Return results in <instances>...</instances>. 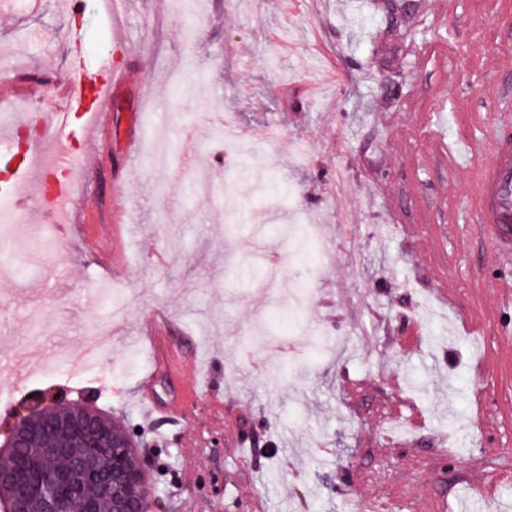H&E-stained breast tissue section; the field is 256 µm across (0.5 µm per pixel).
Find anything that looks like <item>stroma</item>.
Segmentation results:
<instances>
[{"label": "stroma", "instance_id": "stroma-1", "mask_svg": "<svg viewBox=\"0 0 512 512\" xmlns=\"http://www.w3.org/2000/svg\"><path fill=\"white\" fill-rule=\"evenodd\" d=\"M58 2L0 0V78L70 79L76 42L112 67L102 0L71 21ZM194 2L125 0L121 62L157 96L129 83L102 122H135L139 166L109 139L71 238L0 278V357L29 369L14 403L85 396L144 431L161 512H512V257L475 224L452 150L479 162L512 120L507 0H412L401 26L383 0ZM222 119L281 135L229 156ZM158 309L197 355L157 386L191 395L177 429L138 392Z\"/></svg>", "mask_w": 512, "mask_h": 512}]
</instances>
